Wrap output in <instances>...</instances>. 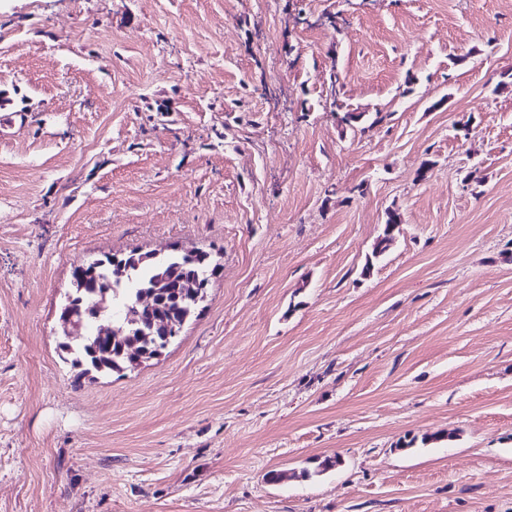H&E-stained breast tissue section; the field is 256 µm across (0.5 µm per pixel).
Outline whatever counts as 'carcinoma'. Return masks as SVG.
Instances as JSON below:
<instances>
[{"label":"carcinoma","instance_id":"obj_1","mask_svg":"<svg viewBox=\"0 0 512 512\" xmlns=\"http://www.w3.org/2000/svg\"><path fill=\"white\" fill-rule=\"evenodd\" d=\"M399 223L400 214L389 212L383 235L373 247V257L378 258L387 250L391 233ZM216 268L210 255L203 251L161 257L132 252L74 268L75 292L60 313V319L66 323L64 335L81 338L77 345H67V349H75L74 364L84 366V375L131 367L128 349L122 342H110L97 335L99 319L109 318V309L101 307L97 319L87 314L91 305L109 299L112 306L120 307L124 320H115L113 329L137 343L141 352L152 354L157 347L164 346L161 333L165 329L180 332L194 313L197 303L183 285L193 283L196 290H202L207 287L208 273ZM143 295L151 297L150 313L138 304Z\"/></svg>","mask_w":512,"mask_h":512}]
</instances>
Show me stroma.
<instances>
[{"instance_id":"1","label":"stroma","mask_w":512,"mask_h":512,"mask_svg":"<svg viewBox=\"0 0 512 512\" xmlns=\"http://www.w3.org/2000/svg\"><path fill=\"white\" fill-rule=\"evenodd\" d=\"M508 73L512 0H0V512H512ZM172 249L82 375L74 267ZM94 266H97L95 275L91 272ZM216 268L210 255L203 251L161 257L149 252H132L124 256H105L74 268L75 292L62 308L59 319L69 324L62 323L65 336L81 338L76 349L69 342L66 347L77 354L74 364L85 366L82 375L131 367L128 349L122 342H110L97 335L99 321L87 314L91 305L111 300L112 329L102 335L118 338L112 336V330H120L137 343L142 353L152 355L158 345L165 344L161 333L169 327L171 336H178L201 302L195 303L184 285L194 283L195 292L202 290L203 297L208 285L207 275L210 271L213 275ZM142 295L151 297V314H146L148 307L138 304ZM115 306L125 313L124 324L114 318Z\"/></svg>"}]
</instances>
